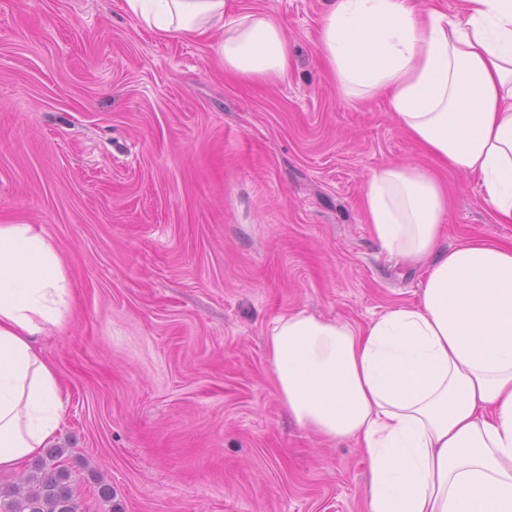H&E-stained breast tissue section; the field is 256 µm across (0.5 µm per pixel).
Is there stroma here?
<instances>
[{"mask_svg": "<svg viewBox=\"0 0 512 512\" xmlns=\"http://www.w3.org/2000/svg\"><path fill=\"white\" fill-rule=\"evenodd\" d=\"M289 46L276 81L225 76L210 38H163L124 0H0V224H28L69 285L36 341L80 512H366L356 440L283 409L274 320L363 326L418 300L423 267L376 244L368 174L437 171L440 246L512 244L480 188L384 102L341 98L319 53L328 0H228ZM109 497H102V486Z\"/></svg>", "mask_w": 512, "mask_h": 512, "instance_id": "obj_1", "label": "stroma"}]
</instances>
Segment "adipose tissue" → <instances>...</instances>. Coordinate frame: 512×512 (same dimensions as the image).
Masks as SVG:
<instances>
[{"mask_svg":"<svg viewBox=\"0 0 512 512\" xmlns=\"http://www.w3.org/2000/svg\"><path fill=\"white\" fill-rule=\"evenodd\" d=\"M162 35H212L227 73L281 79L288 39L262 11L227 0H125ZM319 50L339 94L383 96L395 122L454 171L473 175L495 223H512V0H330ZM374 240L425 265L416 303L360 327L277 317L267 354L279 399L302 427L356 439L367 512H512V245L439 249L448 189L417 166L366 178ZM67 278L27 224L0 225V469L49 447L61 420L54 368L34 341L64 318Z\"/></svg>","mask_w":512,"mask_h":512,"instance_id":"obj_1","label":"adipose tissue"}]
</instances>
